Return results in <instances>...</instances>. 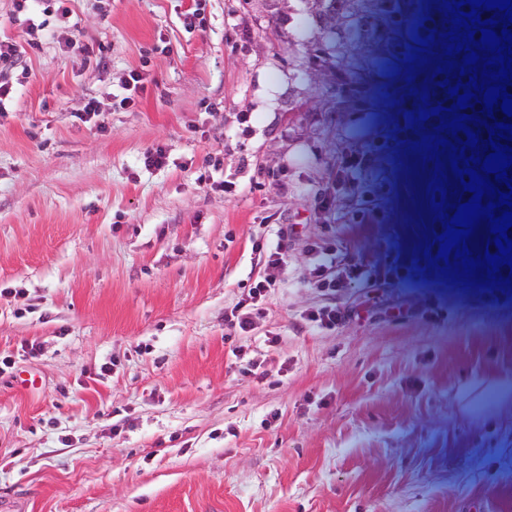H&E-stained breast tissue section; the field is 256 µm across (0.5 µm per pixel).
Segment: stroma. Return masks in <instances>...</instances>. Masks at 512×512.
<instances>
[{
	"mask_svg": "<svg viewBox=\"0 0 512 512\" xmlns=\"http://www.w3.org/2000/svg\"><path fill=\"white\" fill-rule=\"evenodd\" d=\"M70 8L63 48L56 18L30 33L0 0L19 50L0 112V501L512 512V292L444 277L423 139L453 115L415 117L443 50L353 90L316 78V29L256 0ZM134 70L147 91L124 106ZM158 147L167 164L145 167ZM209 157L235 191L198 182ZM283 226L288 271L233 331L268 272L253 244ZM330 308L336 326L311 322ZM276 283V277L271 275L270 277L264 278V280L258 281L255 286L250 288L249 297L251 303L248 305L241 304L240 307L231 311L230 315H226L224 320L228 326L234 330L238 327L242 332H249L253 323V315L259 314L261 309L258 308L259 301L265 297L267 288H271ZM245 309V310H243ZM256 312V313H255Z\"/></svg>",
	"mask_w": 512,
	"mask_h": 512,
	"instance_id": "35a3bbf8",
	"label": "stroma"
}]
</instances>
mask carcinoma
Wrapping results in <instances>:
<instances>
[{"label": "carcinoma", "instance_id": "1", "mask_svg": "<svg viewBox=\"0 0 512 512\" xmlns=\"http://www.w3.org/2000/svg\"><path fill=\"white\" fill-rule=\"evenodd\" d=\"M303 12L319 29L321 42L312 49L321 77L330 70L345 72L355 83L376 70H391L404 63L419 48V39L450 31L445 4L455 0H321L313 12L298 0Z\"/></svg>", "mask_w": 512, "mask_h": 512}]
</instances>
